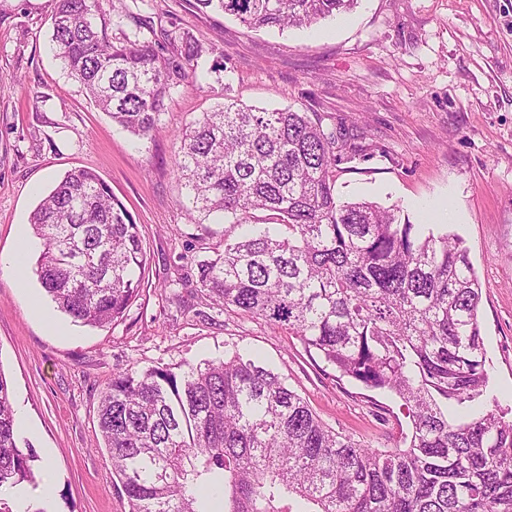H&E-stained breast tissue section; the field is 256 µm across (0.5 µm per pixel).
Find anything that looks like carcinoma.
<instances>
[{
    "mask_svg": "<svg viewBox=\"0 0 512 512\" xmlns=\"http://www.w3.org/2000/svg\"><path fill=\"white\" fill-rule=\"evenodd\" d=\"M251 28L308 27L357 0H196ZM95 0H55L54 52L95 106L139 139L163 128L165 100L197 81L185 64L123 32L108 39ZM342 130L291 109L235 101L181 135L176 178L190 210L251 228L198 262L221 311L288 331L336 379L402 402L404 448L362 445L326 426L257 360L233 352L112 374L98 425L128 512H512V409H488L481 286L456 234L422 231L400 207L336 199ZM35 274L83 325L123 319L147 253L138 224L94 172L67 173L34 210ZM37 456L0 369V512L31 509Z\"/></svg>",
    "mask_w": 512,
    "mask_h": 512,
    "instance_id": "obj_1",
    "label": "carcinoma"
}]
</instances>
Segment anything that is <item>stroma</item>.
Masks as SVG:
<instances>
[{"mask_svg":"<svg viewBox=\"0 0 512 512\" xmlns=\"http://www.w3.org/2000/svg\"><path fill=\"white\" fill-rule=\"evenodd\" d=\"M53 0H0V370L20 433L38 457L50 512H128L112 484L97 410L113 372L128 366L258 355L328 426L380 449L411 430L400 402L309 355L260 321L213 308L199 261L237 225L196 223L174 174L176 134L231 99L319 117L350 135L336 197L402 208L412 223L459 235L481 285L479 322L489 390L512 408V0H358L309 28L250 29L195 0H97L108 33L122 30L179 58L203 53L199 83L165 101V124L135 140L112 123L55 58ZM143 25H135V18ZM88 168L143 235L149 272L122 320L81 326L57 310L34 267L42 249L30 216L64 175Z\"/></svg>","mask_w":512,"mask_h":512,"instance_id":"stroma-1","label":"stroma"}]
</instances>
